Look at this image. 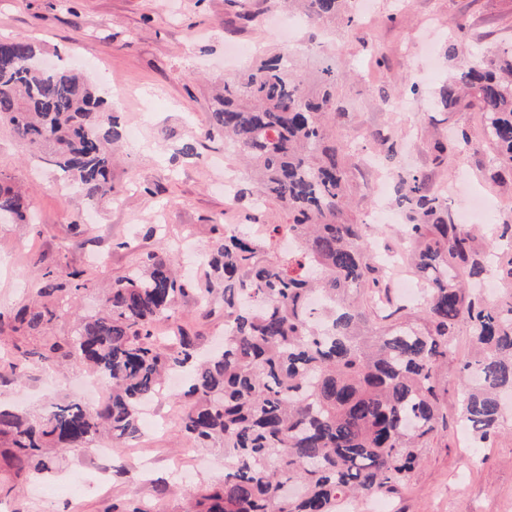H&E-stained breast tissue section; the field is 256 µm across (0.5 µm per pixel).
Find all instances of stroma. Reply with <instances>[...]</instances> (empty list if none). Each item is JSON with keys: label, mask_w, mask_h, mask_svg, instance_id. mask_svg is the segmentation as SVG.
Segmentation results:
<instances>
[{"label": "stroma", "mask_w": 512, "mask_h": 512, "mask_svg": "<svg viewBox=\"0 0 512 512\" xmlns=\"http://www.w3.org/2000/svg\"><path fill=\"white\" fill-rule=\"evenodd\" d=\"M250 3L254 19L243 26L234 19L231 0H0V41L24 35L46 57L70 55L98 85L120 131L139 130L138 143L120 139L111 168L115 193L94 207L89 222L84 197L64 186L55 169L0 121V177L22 186L29 205L25 223H0L1 354L36 345L35 337L15 329L13 316L21 306L43 304L45 268L78 270L89 278L74 303L83 316L99 309L103 294L146 252L172 253L192 244L198 253L193 277L203 282L211 272L214 225L283 223L276 205L257 211L246 200L232 203L218 188L227 176L236 188L252 185L239 157L223 141L205 137L212 86L239 72L224 62L225 52L237 45L249 63L286 48L304 76L329 65L341 72L336 95L342 114L331 131L337 141L359 142L346 158L349 220L366 222L378 204L372 185L396 186L405 172L427 174L445 191L450 211L458 212L467 199L456 181L466 175L473 191L491 195L472 224L479 243L496 253L505 249L494 230L512 224V177L493 179L479 112H436L431 98L451 71L445 46L456 22L467 24L460 57L474 59L491 43H512V0H374L372 14L352 26L339 18L303 20L288 44L271 26L272 17L285 20L288 12L276 0ZM452 127L468 130L473 143L436 166L431 146ZM380 131L391 133L397 156L373 169L365 157L382 155ZM187 143L195 144L196 156L182 154ZM152 225L159 231L150 238L146 231ZM179 310L182 324L200 333L204 348L223 337V310L200 318L191 296ZM470 353L468 333L460 331L444 373L448 429L423 449L406 485L382 496L386 512H512V412L481 448L458 420L457 365ZM42 375L31 365L21 382L0 388V398L31 413L77 399L65 382L44 387ZM156 406L165 422L143 431L138 443H112L107 479L99 477L97 450L61 453L52 476L15 491L20 512H103L131 498L155 512H186L196 482L222 479L224 452L193 447L180 436L176 417L184 404L178 393L164 394ZM141 455L153 460L145 475L138 467Z\"/></svg>", "instance_id": "obj_1"}]
</instances>
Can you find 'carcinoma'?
<instances>
[{
	"label": "carcinoma",
	"mask_w": 512,
	"mask_h": 512,
	"mask_svg": "<svg viewBox=\"0 0 512 512\" xmlns=\"http://www.w3.org/2000/svg\"><path fill=\"white\" fill-rule=\"evenodd\" d=\"M307 16H341L352 25L353 0H298ZM42 51L23 36L0 41V120L17 139L70 178L92 205L112 192L109 167L116 120L97 88L75 68H46ZM339 74L328 66L304 88L288 51L224 82L206 136L250 163L256 196L273 202L286 223L265 230L296 237L300 253L259 258L265 243L246 228L215 242L205 287L182 276L167 256L149 253L117 280L102 310L78 319L63 339L41 337L0 360V383L25 377L32 359L46 371L88 365L111 397L93 410L57 404L40 417L0 405V502L15 484L38 482L57 454L84 453L104 437L115 441L142 430L141 408L158 397L167 378L186 375L180 431L197 448L224 449V479L194 489L195 512H337L359 493L386 494L403 484L421 449L448 426L443 409L453 342L466 328L473 354L460 423L481 447L496 435L502 398L512 395V290L496 302L467 288L487 268L512 283V252L490 258L472 231L449 216L448 199L428 177L409 172L396 185L406 220L410 260L424 283L418 311L377 300L365 309L357 293H380L386 275L366 241L371 224L344 219L345 150L330 139L341 110ZM475 108L493 150L490 166L502 179L512 171V44L453 67L436 110ZM471 143L460 130L434 143L442 163ZM24 196L0 181V221L22 218ZM42 293L53 305L23 306L19 328L42 332L68 312L65 296L88 287L83 273L59 283L44 272ZM224 303V350L202 356L199 334L175 321L179 300L195 295L210 315L213 285ZM320 294L321 310L309 300ZM170 322L169 335L155 326Z\"/></svg>",
	"instance_id": "1"
}]
</instances>
